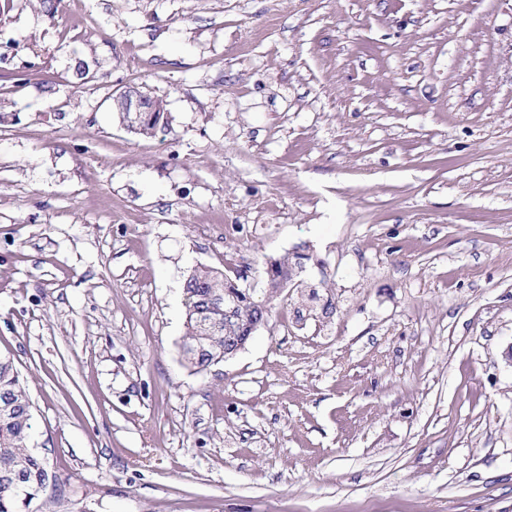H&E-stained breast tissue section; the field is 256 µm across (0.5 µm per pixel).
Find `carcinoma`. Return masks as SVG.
<instances>
[{"label": "carcinoma", "instance_id": "1", "mask_svg": "<svg viewBox=\"0 0 512 512\" xmlns=\"http://www.w3.org/2000/svg\"><path fill=\"white\" fill-rule=\"evenodd\" d=\"M148 117L137 121L119 113L130 132L151 137L166 128L162 102L147 97ZM295 267L275 260L267 275L284 283L292 281ZM184 362L198 371L224 359L226 339L245 340L254 327L267 320L270 300H258L224 275L219 267L200 265L186 279L184 287ZM32 405L24 379L15 361L0 355V512H42V496L59 482L41 454L31 446Z\"/></svg>", "mask_w": 512, "mask_h": 512}]
</instances>
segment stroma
I'll use <instances>...</instances> for the list:
<instances>
[{
	"instance_id": "stroma-1",
	"label": "stroma",
	"mask_w": 512,
	"mask_h": 512,
	"mask_svg": "<svg viewBox=\"0 0 512 512\" xmlns=\"http://www.w3.org/2000/svg\"><path fill=\"white\" fill-rule=\"evenodd\" d=\"M199 264L274 305L201 372ZM511 348L512 0H0V352L49 512H512ZM145 97L141 91L134 87H129L124 91H121L113 100L119 109L120 121L122 124L125 123L128 131L145 136H154L158 129H165L168 121L165 116L162 102L159 99H155L151 96H147V103ZM123 112H135L137 115L142 112H148L147 119L137 121L134 120L133 116H126ZM129 122H132L128 125Z\"/></svg>"
}]
</instances>
